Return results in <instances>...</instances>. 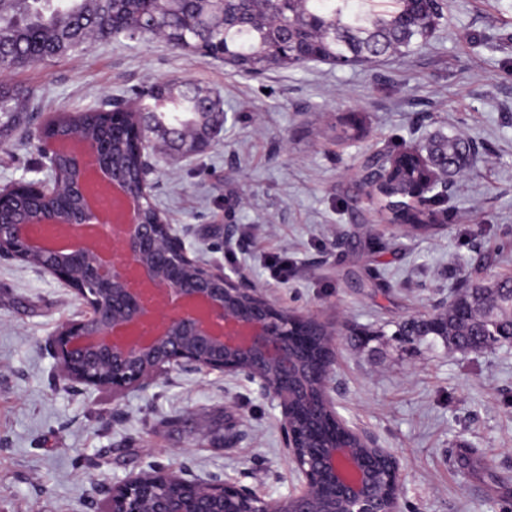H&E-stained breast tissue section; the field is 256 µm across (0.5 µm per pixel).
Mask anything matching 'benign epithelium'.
<instances>
[{
	"label": "benign epithelium",
	"mask_w": 512,
	"mask_h": 512,
	"mask_svg": "<svg viewBox=\"0 0 512 512\" xmlns=\"http://www.w3.org/2000/svg\"><path fill=\"white\" fill-rule=\"evenodd\" d=\"M112 110L113 120L139 144V189L105 158V145L97 139L43 132L42 166L51 170V178L0 186V257L40 268L82 300L84 312L62 323L49 340L63 380L118 398L176 369L244 375L279 406L302 488L287 499L266 500L228 481L189 479L181 470L157 465L112 487L103 512H400L399 493L385 505L377 493L374 463L388 456L384 449L351 427L349 438L321 441L322 424L343 420L336 416L326 382H320L318 396H309L300 348L316 328L331 356L341 332L275 305L244 275L232 277L190 255L167 220L146 222L143 198L152 194L158 160L171 164L187 156L172 154L149 136L145 102L114 103ZM59 154L74 160V178L53 172ZM91 161L95 172L135 204V220L121 227L120 246L109 257L86 243L66 253L49 251L40 246V235L59 224H88L95 218L87 204ZM64 192L80 200L73 215L39 210L18 221L3 220L5 208L19 197Z\"/></svg>",
	"instance_id": "obj_1"
}]
</instances>
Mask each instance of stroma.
<instances>
[{
    "label": "stroma",
    "mask_w": 512,
    "mask_h": 512,
    "mask_svg": "<svg viewBox=\"0 0 512 512\" xmlns=\"http://www.w3.org/2000/svg\"><path fill=\"white\" fill-rule=\"evenodd\" d=\"M191 81L224 100L209 149L155 173L157 208L189 250L243 271L274 303L363 332L336 343L337 413L399 466L402 512L512 508V348L474 355L395 337L447 306L462 271L512 275V0H455L428 46L369 68L325 63L246 77L155 38L90 40L0 76L31 102L0 138V184L49 178L40 130L57 113ZM358 118L368 139L337 144ZM442 130L477 146L439 210L442 228L403 232L356 195L373 150ZM288 260L272 279V257ZM82 302L38 269L0 259V512H100L113 485L155 465L228 481L264 499L300 477L280 410L257 383L176 370L122 397L64 382L46 342Z\"/></svg>",
    "instance_id": "35a3bbf8"
}]
</instances>
